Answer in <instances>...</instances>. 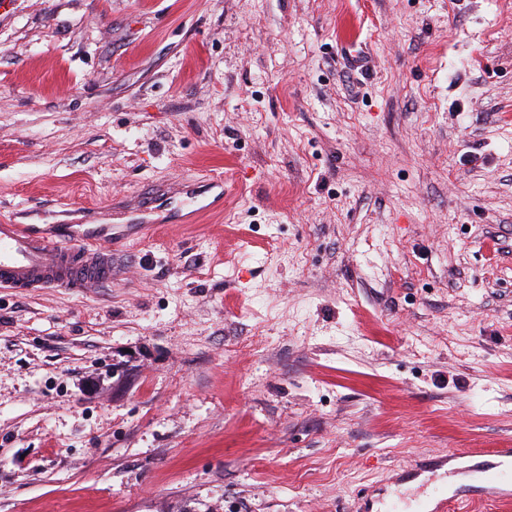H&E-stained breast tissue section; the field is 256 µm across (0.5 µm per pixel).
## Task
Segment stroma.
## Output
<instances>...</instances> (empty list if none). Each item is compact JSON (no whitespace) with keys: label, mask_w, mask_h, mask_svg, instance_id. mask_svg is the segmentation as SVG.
<instances>
[{"label":"stroma","mask_w":512,"mask_h":512,"mask_svg":"<svg viewBox=\"0 0 512 512\" xmlns=\"http://www.w3.org/2000/svg\"><path fill=\"white\" fill-rule=\"evenodd\" d=\"M1 215L125 245L0 289V512H385L512 448V0H0Z\"/></svg>","instance_id":"stroma-1"}]
</instances>
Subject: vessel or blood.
Here are the masks:
<instances>
[{"mask_svg":"<svg viewBox=\"0 0 512 512\" xmlns=\"http://www.w3.org/2000/svg\"><path fill=\"white\" fill-rule=\"evenodd\" d=\"M113 280L112 250L96 235L51 236L27 224L0 220V288L84 291ZM464 456L472 460V470L486 490L512 497V448H470Z\"/></svg>","mask_w":512,"mask_h":512,"instance_id":"1","label":"vessel or blood"}]
</instances>
